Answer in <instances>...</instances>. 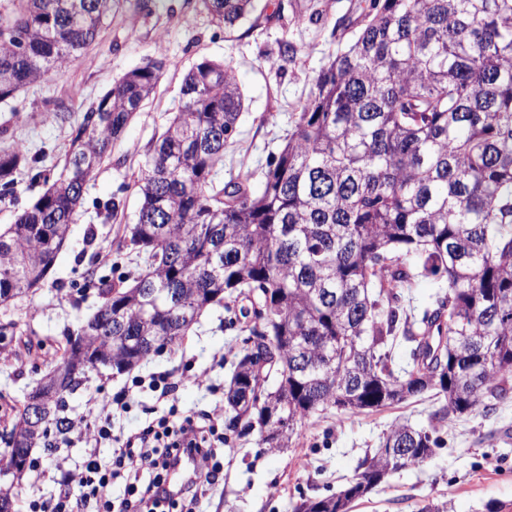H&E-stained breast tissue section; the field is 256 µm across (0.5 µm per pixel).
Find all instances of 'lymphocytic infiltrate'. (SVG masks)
Returning a JSON list of instances; mask_svg holds the SVG:
<instances>
[{
	"instance_id": "lymphocytic-infiltrate-1",
	"label": "lymphocytic infiltrate",
	"mask_w": 512,
	"mask_h": 512,
	"mask_svg": "<svg viewBox=\"0 0 512 512\" xmlns=\"http://www.w3.org/2000/svg\"><path fill=\"white\" fill-rule=\"evenodd\" d=\"M219 412L188 416L160 430L148 429L128 436L111 458L100 457L98 445L112 440V406L89 400L85 416L72 424L71 440L85 443L88 452L83 465L67 471L66 488L58 497L33 504V512H167L182 502L184 512H197L200 498L213 485L221 467L224 439L217 436ZM198 463L184 485L171 489L167 476L186 457ZM124 493L113 497L116 482ZM79 495H72V488Z\"/></svg>"
}]
</instances>
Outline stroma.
I'll return each instance as SVG.
<instances>
[{"instance_id": "stroma-1", "label": "stroma", "mask_w": 512, "mask_h": 512, "mask_svg": "<svg viewBox=\"0 0 512 512\" xmlns=\"http://www.w3.org/2000/svg\"><path fill=\"white\" fill-rule=\"evenodd\" d=\"M262 15L250 31H226L202 8L200 0H119L97 40L64 71L28 85L0 101V149L18 144L30 151L51 149V164L62 166L71 126L53 111L80 116L112 85L113 79L145 59L163 60L162 79L152 99L126 128L112 159L89 181L80 219L47 281L27 296L0 305V327L18 325L19 333L0 336V428L10 424L14 408L46 374L55 359V343L64 329L89 317L101 299L93 278L118 280L136 266L116 251L117 225L104 204L112 196L126 202L123 221H135L133 179L155 133L161 132L180 101L184 74L200 59L227 61L244 95L239 134L224 150L217 178L226 182L241 172L261 180L293 124L313 79L330 54L343 47L356 26L362 0H260ZM297 47L295 62L278 63L282 38ZM106 261H99V254ZM221 307L203 311L182 347L142 363L129 372L112 369L92 375L70 400L72 416H81L89 399L109 400L112 432L141 431L168 413L197 416L224 408V385L238 350V329L229 327ZM164 373L171 396L159 400L149 387ZM440 403L411 399L370 414L313 416L298 428L290 448L266 453L254 438L225 448L223 470L200 512H292L301 498L342 490L365 455L374 453L396 422L426 427ZM512 403L486 415H464L440 423L441 448L421 466L394 473L352 512H416L422 499L446 503L447 512H512ZM69 466L86 457L83 443L47 452L33 449L36 467L21 481L0 472V487L10 489L17 512L33 501L56 497L64 479L58 457Z\"/></svg>"}]
</instances>
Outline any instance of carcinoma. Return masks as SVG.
<instances>
[{
    "instance_id": "carcinoma-1",
    "label": "carcinoma",
    "mask_w": 512,
    "mask_h": 512,
    "mask_svg": "<svg viewBox=\"0 0 512 512\" xmlns=\"http://www.w3.org/2000/svg\"><path fill=\"white\" fill-rule=\"evenodd\" d=\"M233 30L257 26L258 0H201ZM116 0H7L0 7V100L60 74L95 42ZM165 62L148 60L72 123L61 171L16 146L0 151V190L22 171L45 189L0 227V305L43 283L68 242L94 172L155 94ZM243 110L234 68L203 58L184 76L178 112L151 140L135 181L136 222L118 247L143 262L100 279L80 324L84 360L131 370L182 344L220 306L243 333L224 388V444L256 437L270 452L333 409L368 414L432 394L441 417L488 413L512 400V0H370L363 23L301 104L259 186L215 179ZM446 279L421 317L404 293L416 275ZM61 353L36 395L48 419L5 448L50 451L69 441V398L89 368ZM409 346L411 370L392 349ZM281 431L264 434L268 419ZM436 428L395 423L359 472L384 483L417 467ZM408 457L393 462L390 450ZM354 481L304 498L294 512H350Z\"/></svg>"
}]
</instances>
